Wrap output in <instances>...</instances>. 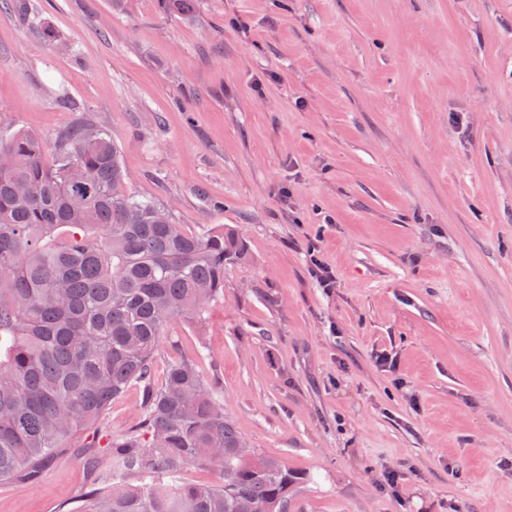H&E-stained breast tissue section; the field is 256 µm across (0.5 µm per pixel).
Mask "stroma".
<instances>
[{"label":"stroma","mask_w":512,"mask_h":512,"mask_svg":"<svg viewBox=\"0 0 512 512\" xmlns=\"http://www.w3.org/2000/svg\"><path fill=\"white\" fill-rule=\"evenodd\" d=\"M61 95L108 129L134 195L245 239L153 374L196 360L251 447L306 474L287 512H512V0L0 8V137L53 138L78 118ZM143 399L0 483V512L78 506L85 453L111 466Z\"/></svg>","instance_id":"35a3bbf8"}]
</instances>
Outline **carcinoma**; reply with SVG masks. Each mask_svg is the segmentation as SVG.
Segmentation results:
<instances>
[{
  "label": "carcinoma",
  "mask_w": 512,
  "mask_h": 512,
  "mask_svg": "<svg viewBox=\"0 0 512 512\" xmlns=\"http://www.w3.org/2000/svg\"><path fill=\"white\" fill-rule=\"evenodd\" d=\"M121 152L90 117L47 145L0 138V482L39 477L142 386L143 427L110 439L112 470L74 512H284L304 480L243 440L196 360L151 365L168 325H193L224 296V266L248 261L222 224L193 232L124 190ZM212 465L217 483L183 478ZM138 485L127 483L129 476Z\"/></svg>",
  "instance_id": "cac0c4a2"
}]
</instances>
